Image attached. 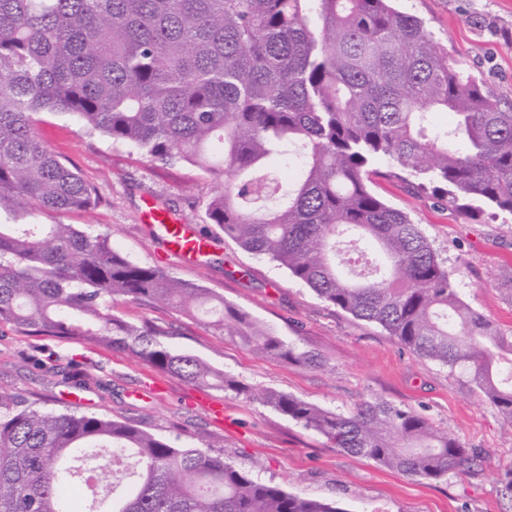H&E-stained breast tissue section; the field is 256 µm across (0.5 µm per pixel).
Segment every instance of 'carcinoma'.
<instances>
[{
    "mask_svg": "<svg viewBox=\"0 0 512 512\" xmlns=\"http://www.w3.org/2000/svg\"><path fill=\"white\" fill-rule=\"evenodd\" d=\"M46 112L156 166L198 169L220 184L207 216L225 236L417 356L467 370L512 419V335L460 299L419 225L369 186L384 162L452 203L512 215V105L394 0H0V323L242 395L411 478L461 474L483 450L411 408L374 399L341 413L256 390L171 349L167 329L114 314L118 298L191 301L224 335L319 365L223 298L130 261L108 234L44 222L101 202L43 140ZM434 112L447 130L430 129ZM284 162L300 168L286 184ZM75 448L78 465L61 467ZM87 471L112 473L104 512H343L254 479L217 443L178 446L0 387V512H85L66 487Z\"/></svg>",
    "mask_w": 512,
    "mask_h": 512,
    "instance_id": "1",
    "label": "carcinoma"
}]
</instances>
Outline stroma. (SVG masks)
<instances>
[{"label":"stroma","instance_id":"stroma-1","mask_svg":"<svg viewBox=\"0 0 512 512\" xmlns=\"http://www.w3.org/2000/svg\"><path fill=\"white\" fill-rule=\"evenodd\" d=\"M448 49L450 60L482 80L503 105L512 104V0H401ZM39 130L50 148L95 185L102 202L93 211L60 215L65 224L108 233L113 246L140 265H159L178 279L209 289L273 328L298 350L320 357L301 367L262 355L183 310L117 301L125 319L169 328L171 348L197 355L214 368L259 389L291 394L321 408L346 413L382 398L429 417L465 447L488 455L470 472L427 482L340 451L318 433L256 401L217 388L201 389L202 403L183 399L190 385L161 374L127 354L95 344L36 336L0 324V386L48 409L76 390L72 377L90 373L79 391L84 407L137 422L163 437L194 446L215 439L224 456L254 479L289 492L336 502L344 512H512L502 481L512 472V421L503 418L463 368L419 358L379 326L354 320L324 302L267 259L248 253L206 219L215 189L189 166L156 168L130 148L90 135L72 120L42 114ZM406 171L374 178L372 190L419 224L474 310L512 333V216L466 201L453 205L421 192ZM202 227L218 241L213 255L183 264L166 253L156 231L141 220L145 197ZM224 406L216 422L208 401Z\"/></svg>","mask_w":512,"mask_h":512}]
</instances>
